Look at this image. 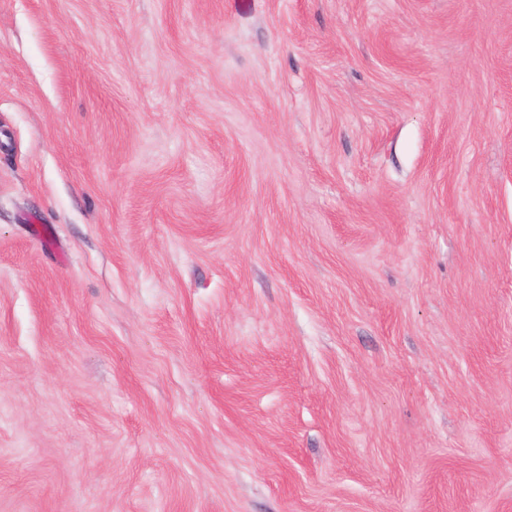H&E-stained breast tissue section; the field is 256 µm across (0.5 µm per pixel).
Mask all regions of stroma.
<instances>
[{
	"instance_id": "1",
	"label": "stroma",
	"mask_w": 512,
	"mask_h": 512,
	"mask_svg": "<svg viewBox=\"0 0 512 512\" xmlns=\"http://www.w3.org/2000/svg\"><path fill=\"white\" fill-rule=\"evenodd\" d=\"M0 512H512V0H0Z\"/></svg>"
}]
</instances>
